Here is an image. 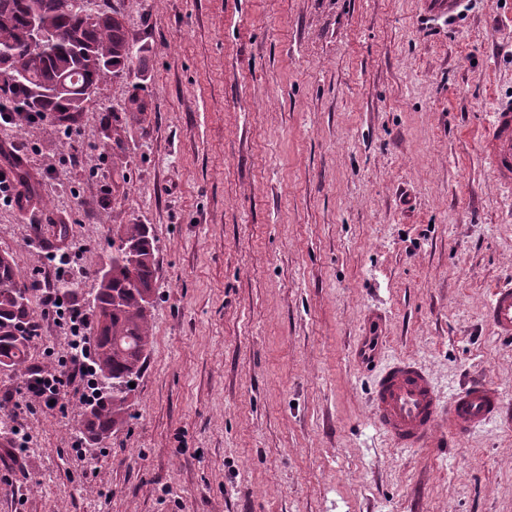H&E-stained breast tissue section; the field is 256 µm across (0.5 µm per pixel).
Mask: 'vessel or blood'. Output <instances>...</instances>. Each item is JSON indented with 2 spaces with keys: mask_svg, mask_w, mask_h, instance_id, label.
<instances>
[{
  "mask_svg": "<svg viewBox=\"0 0 512 512\" xmlns=\"http://www.w3.org/2000/svg\"><path fill=\"white\" fill-rule=\"evenodd\" d=\"M495 180L512 187V101L489 114L480 142ZM485 316L497 336L512 339V283L494 288ZM503 410L498 388L475 380L449 399H442L429 373L418 363L399 359L378 374L372 392V412L378 429L395 445H427L440 425L459 440L497 420Z\"/></svg>",
  "mask_w": 512,
  "mask_h": 512,
  "instance_id": "1",
  "label": "vessel or blood"
}]
</instances>
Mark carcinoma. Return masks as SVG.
I'll return each instance as SVG.
<instances>
[{
  "instance_id": "carcinoma-1",
  "label": "carcinoma",
  "mask_w": 512,
  "mask_h": 512,
  "mask_svg": "<svg viewBox=\"0 0 512 512\" xmlns=\"http://www.w3.org/2000/svg\"><path fill=\"white\" fill-rule=\"evenodd\" d=\"M28 0H0V50L10 53V68L29 80L0 78V115L18 128L36 117L54 118L69 126L72 114L85 102L71 96L33 99V88L54 90L76 79V85L98 87L128 67L137 57L136 39L125 25L108 21L118 13L103 0V18L88 22L66 7L67 0H45V17L54 32L44 51L34 56L22 34L27 26ZM118 244L98 273L93 298L96 334L92 365L98 401L84 413L83 436L97 442L115 433L129 411V383L138 376L153 343L151 307L156 281V242L145 224H121ZM26 276L7 253L0 255V369L22 373L26 368L34 323L30 297H20Z\"/></svg>"
}]
</instances>
